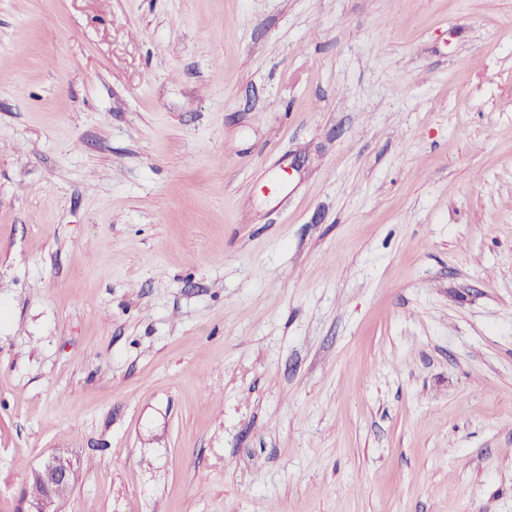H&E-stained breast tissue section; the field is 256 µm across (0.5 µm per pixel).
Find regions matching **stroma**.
<instances>
[{
  "label": "stroma",
  "instance_id": "1",
  "mask_svg": "<svg viewBox=\"0 0 512 512\" xmlns=\"http://www.w3.org/2000/svg\"><path fill=\"white\" fill-rule=\"evenodd\" d=\"M512 512V0H0V512ZM74 477L70 459L53 455L41 467L32 471L31 491H26V498L31 506L27 512H56L59 490L71 484ZM28 481V482H29Z\"/></svg>",
  "mask_w": 512,
  "mask_h": 512
}]
</instances>
